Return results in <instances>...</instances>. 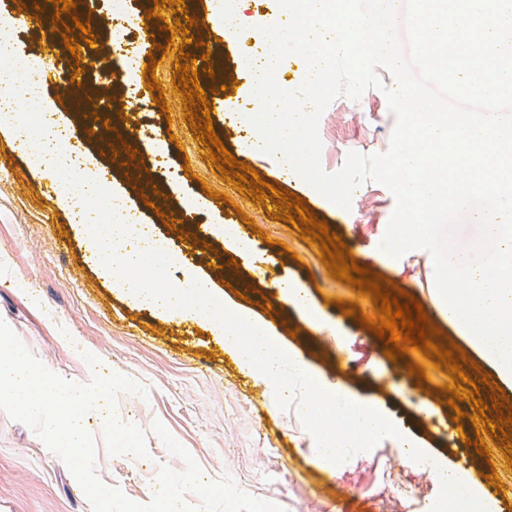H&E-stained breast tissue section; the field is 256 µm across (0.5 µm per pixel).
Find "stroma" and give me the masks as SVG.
<instances>
[{"label":"stroma","mask_w":512,"mask_h":512,"mask_svg":"<svg viewBox=\"0 0 512 512\" xmlns=\"http://www.w3.org/2000/svg\"><path fill=\"white\" fill-rule=\"evenodd\" d=\"M21 9L36 10L37 18L22 20L8 49L42 71L46 79L42 108L61 127L87 139L88 168L121 167L113 154L130 156L134 142L119 136L116 126L145 84L154 78L160 81L166 104L152 103L137 112V131L159 142L174 136L179 144L165 150L166 166H157L151 157L134 161L110 188L123 193L142 223L155 225L167 241L174 257L173 283L189 274L209 279L220 303L235 306L263 324L283 351L302 358L327 383H341L377 402L432 457L464 466L474 478L485 459H492L496 476L481 480L480 486L486 496L497 500L500 512H512V496L501 498L497 489L498 484L512 483V466L491 431L483 433L489 456L479 455L472 445L476 432L466 416L470 406L463 401L458 408L449 407L446 387L452 377L447 370L436 368L435 358L411 349L388 359L384 341L341 310L351 303L374 316L372 296L333 278L318 245L303 240L292 224L275 219L273 199L253 203L235 181L226 180L184 116L183 100L172 81L176 59L180 53L190 54L202 90L212 97L218 88L207 73L204 54L222 46L225 63L237 74L223 112L211 116L225 148L262 180L305 200L309 211L327 222L351 250L358 266L382 274L418 302L427 303L419 286L424 279L421 264L412 258L394 261L381 255L380 242L395 207L386 187L365 181L356 190L351 209L345 210L281 161L269 164L249 151L246 129L238 119L254 102L245 57L264 51L256 32L279 14L277 0H247L246 21L230 28L192 26L188 43L173 11L164 10L167 28L153 34L158 45L153 72L137 66L126 75L119 95L100 99L96 110L106 114L109 127L97 136L78 125L72 113L59 111L57 96L64 81L51 51L62 45L63 33L78 37L73 18L107 19L108 0H82L58 24L53 21L52 0H0V16ZM164 44L169 47L165 54L160 51ZM394 124L378 89L366 90L357 101L343 95L335 98L318 125L327 172L340 170L349 152L386 151ZM13 141L11 129L0 127V318L53 373L91 380L94 371L82 357L88 351L101 359L100 374L117 370L149 389L145 399L129 393L117 397L120 418L135 421L144 432L149 458L109 455L101 444L100 428L89 427L99 441L96 470L105 484L145 503L160 466L180 470L182 459L171 454L153 431L159 420L191 453L206 480L233 477L244 492L275 502L286 512H425L429 508L439 485L427 473L405 465L399 449L390 443L353 456L340 473L325 472L296 410L278 406L274 388L243 364L238 346L227 342L208 321L139 305L114 283L111 273L90 260L86 225L74 220L59 191L52 189L44 166L12 154ZM166 216L179 220L178 229L164 226ZM228 224L235 225L236 236L225 235ZM191 228L204 231V238L193 243L182 238V231ZM284 280L307 290L313 317L279 296L277 286ZM263 298L269 300L270 311L260 308ZM413 364L425 368V383L410 376ZM398 388L407 393L408 402L394 401ZM419 395L429 401L428 412L411 405V398ZM460 410L465 413L461 419L456 416ZM460 429L469 438L463 446L453 440ZM74 483L64 462L38 435L0 409V512H92L87 499H73Z\"/></svg>","instance_id":"1"}]
</instances>
